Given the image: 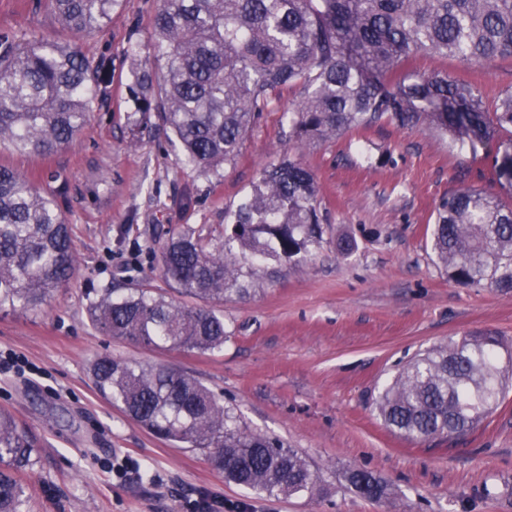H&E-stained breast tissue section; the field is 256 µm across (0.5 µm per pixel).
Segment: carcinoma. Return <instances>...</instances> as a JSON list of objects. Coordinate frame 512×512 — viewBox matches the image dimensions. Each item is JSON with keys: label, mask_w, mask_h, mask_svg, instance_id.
Here are the masks:
<instances>
[{"label": "carcinoma", "mask_w": 512, "mask_h": 512, "mask_svg": "<svg viewBox=\"0 0 512 512\" xmlns=\"http://www.w3.org/2000/svg\"><path fill=\"white\" fill-rule=\"evenodd\" d=\"M117 0H46L77 34L101 30ZM148 53L132 70L137 111L154 112L186 165L216 172L238 156L283 87H296L291 136L328 140L387 119L402 130L426 123L470 147L496 141L492 167L512 191V87L495 111L480 89L446 73L393 76L418 53L480 64L512 58V0H159ZM99 76L79 47L0 34V146L51 155L69 147L99 95ZM65 191L37 188L0 165V311L42 312L77 270L70 227L56 203ZM319 190L296 155L265 167L252 193L224 213V238L168 230L164 279L182 300L145 283L106 286L88 305L91 325L163 350L214 353L227 331L217 306L247 292L241 283L269 264L305 259L322 239ZM433 250L448 278L512 292V206L499 195L460 188L438 208ZM495 336H464L411 359L378 405L384 425L415 443L475 429L498 406L512 353ZM94 387L140 426L181 448L205 452L224 479L267 495L313 493L320 482L305 457L252 432L199 379L175 367L110 356L90 366ZM36 442L0 408V512H26L21 474ZM349 481L380 500L371 472Z\"/></svg>", "instance_id": "1"}]
</instances>
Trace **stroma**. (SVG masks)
<instances>
[{"label":"stroma","instance_id":"35a3bbf8","mask_svg":"<svg viewBox=\"0 0 512 512\" xmlns=\"http://www.w3.org/2000/svg\"><path fill=\"white\" fill-rule=\"evenodd\" d=\"M157 0H118L104 29L73 35L38 0H0V32L77 45L101 64L105 96L67 149L42 158L0 148V161L38 186L68 185L57 203L71 228L77 274L39 314L0 311V408L37 438L27 476L30 512H188L221 500L222 512H512V389L459 444H415L390 432L376 402L415 353L490 331L512 348V293L450 280L432 250L439 204L450 190L501 193L489 150L463 148L428 126L383 123L297 144L285 87L216 172L184 165L128 91L133 46L146 45ZM401 72H445L480 87L487 110L512 85V59L469 66L421 54ZM300 153L320 188L323 241L306 261L257 273L244 296L224 300L222 351H167L107 336L86 313L89 289L149 281L164 295L159 230L190 227L221 238L224 213L251 193L262 168ZM198 196L180 206L184 188ZM109 355L182 369L232 408L244 427L298 449L321 478L318 493L258 495L229 483L199 451L154 437L109 404L89 378ZM387 486L379 501L348 481L351 469Z\"/></svg>","mask_w":512,"mask_h":512}]
</instances>
